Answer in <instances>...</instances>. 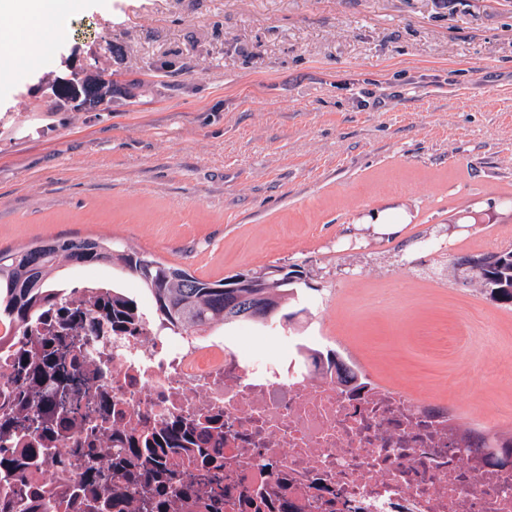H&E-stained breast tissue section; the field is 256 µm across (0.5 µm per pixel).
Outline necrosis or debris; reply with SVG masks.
Here are the masks:
<instances>
[{
  "label": "necrosis or debris",
  "mask_w": 512,
  "mask_h": 512,
  "mask_svg": "<svg viewBox=\"0 0 512 512\" xmlns=\"http://www.w3.org/2000/svg\"><path fill=\"white\" fill-rule=\"evenodd\" d=\"M60 291L0 341V503L8 512H512V442L373 383L319 336L269 325L257 354L140 309L124 327ZM72 345L36 385L53 338Z\"/></svg>",
  "instance_id": "obj_1"
}]
</instances>
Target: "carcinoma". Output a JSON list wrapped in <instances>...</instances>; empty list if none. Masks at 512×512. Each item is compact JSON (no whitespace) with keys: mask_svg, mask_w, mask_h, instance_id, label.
Masks as SVG:
<instances>
[{"mask_svg":"<svg viewBox=\"0 0 512 512\" xmlns=\"http://www.w3.org/2000/svg\"><path fill=\"white\" fill-rule=\"evenodd\" d=\"M61 100L77 97L91 107L103 104L96 91L70 80L57 82ZM498 266L487 278L476 282L491 299L512 300V248L497 251ZM117 266L137 280L151 299L155 317L170 329L201 335L230 324L224 309L236 299L239 288L227 287L228 278L200 279L187 270L163 263L134 248L116 249L112 241L79 238L39 240L17 252L0 250V325L4 335L28 333L31 317L58 296V273L64 267ZM252 303L271 318L292 324L287 312L294 295V282L280 279L265 288H248Z\"/></svg>","mask_w":512,"mask_h":512,"instance_id":"cac0c4a2","label":"carcinoma"}]
</instances>
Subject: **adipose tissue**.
<instances>
[{
    "label": "adipose tissue",
    "mask_w": 512,
    "mask_h": 512,
    "mask_svg": "<svg viewBox=\"0 0 512 512\" xmlns=\"http://www.w3.org/2000/svg\"><path fill=\"white\" fill-rule=\"evenodd\" d=\"M67 0H0V55L19 58L36 46L41 23L63 17Z\"/></svg>",
    "instance_id": "obj_1"
}]
</instances>
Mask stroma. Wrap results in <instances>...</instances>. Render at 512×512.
I'll use <instances>...</instances> for the list:
<instances>
[{
	"mask_svg": "<svg viewBox=\"0 0 512 512\" xmlns=\"http://www.w3.org/2000/svg\"><path fill=\"white\" fill-rule=\"evenodd\" d=\"M0 78V249L104 237L219 280L296 264L304 336L512 435V0H71ZM90 65L134 96L50 111ZM497 254L501 257L499 264L488 278H476L489 262L483 258L484 255L462 258L458 263V269L471 280L476 278L481 290L492 300L501 295L508 297L512 303V248L501 249Z\"/></svg>",
	"mask_w": 512,
	"mask_h": 512,
	"instance_id": "1",
	"label": "stroma"
}]
</instances>
